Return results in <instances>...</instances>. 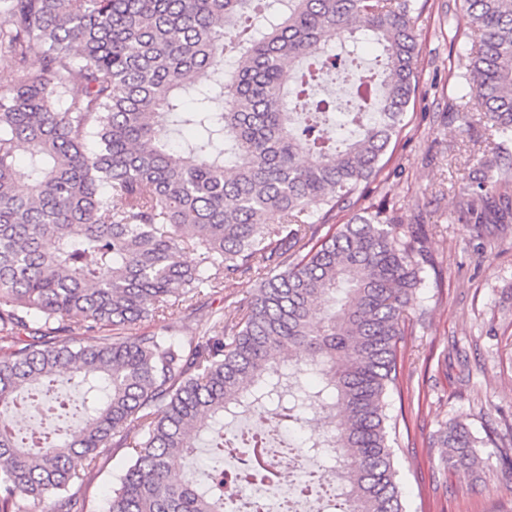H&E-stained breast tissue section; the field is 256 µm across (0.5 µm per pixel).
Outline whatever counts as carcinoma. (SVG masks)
<instances>
[{"instance_id": "1", "label": "carcinoma", "mask_w": 512, "mask_h": 512, "mask_svg": "<svg viewBox=\"0 0 512 512\" xmlns=\"http://www.w3.org/2000/svg\"><path fill=\"white\" fill-rule=\"evenodd\" d=\"M466 4L470 92L449 110L463 131L479 116L498 150L512 140V0ZM413 13L411 0H0V72L13 74L0 82V512L46 495L87 512L109 446L127 456L109 512H227L224 449L268 447L262 430L224 438L244 415L300 425L289 448L328 460L336 512H406L387 399L422 245L384 207L334 220L404 128ZM354 23L376 44L369 66L355 49L325 54L329 29L357 44ZM320 68L351 76L346 111L310 97ZM473 183L458 222L507 223L512 165L489 158ZM273 211L282 222H265ZM243 278L249 295L228 294L190 338L132 332ZM29 395L76 424L26 445L13 409ZM214 433L204 477L178 469ZM434 445L446 470L483 464L461 421ZM242 466L274 476L267 455Z\"/></svg>"}]
</instances>
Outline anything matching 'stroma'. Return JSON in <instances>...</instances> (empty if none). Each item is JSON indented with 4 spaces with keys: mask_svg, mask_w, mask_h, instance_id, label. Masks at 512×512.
Masks as SVG:
<instances>
[{
    "mask_svg": "<svg viewBox=\"0 0 512 512\" xmlns=\"http://www.w3.org/2000/svg\"><path fill=\"white\" fill-rule=\"evenodd\" d=\"M418 93L406 127L385 156L364 205H386L422 225L433 259L398 354L408 389L391 394L390 414L407 429L395 444L407 512H512V228L478 238L456 221V205L483 159L480 124L459 132L451 99L466 93L470 47L465 0H413ZM463 421L483 460L477 476L444 472L428 442L439 426ZM126 462L108 448L86 482L90 512H108L112 476Z\"/></svg>",
    "mask_w": 512,
    "mask_h": 512,
    "instance_id": "35a3bbf8",
    "label": "stroma"
}]
</instances>
